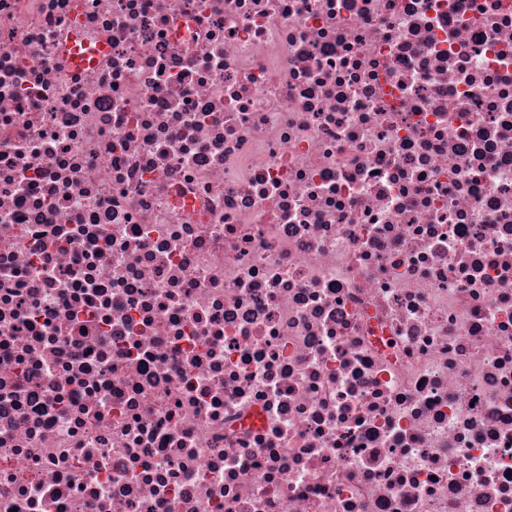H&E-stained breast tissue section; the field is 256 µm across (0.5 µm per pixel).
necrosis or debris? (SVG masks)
I'll use <instances>...</instances> for the list:
<instances>
[{
    "instance_id": "1",
    "label": "necrosis or debris",
    "mask_w": 512,
    "mask_h": 512,
    "mask_svg": "<svg viewBox=\"0 0 512 512\" xmlns=\"http://www.w3.org/2000/svg\"><path fill=\"white\" fill-rule=\"evenodd\" d=\"M0 512H512V0H0Z\"/></svg>"
}]
</instances>
